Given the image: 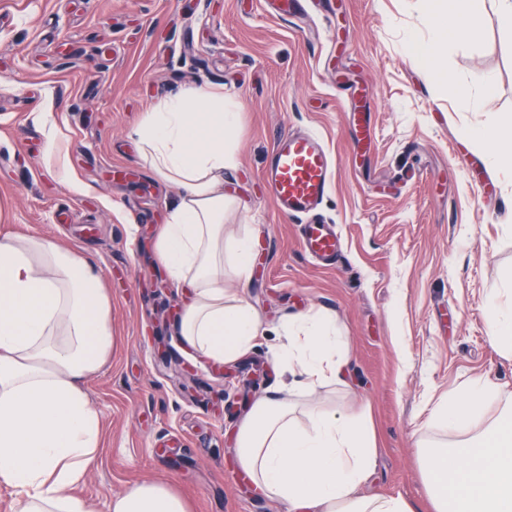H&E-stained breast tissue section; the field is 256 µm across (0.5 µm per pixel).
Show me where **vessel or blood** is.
Segmentation results:
<instances>
[{
	"mask_svg": "<svg viewBox=\"0 0 512 512\" xmlns=\"http://www.w3.org/2000/svg\"><path fill=\"white\" fill-rule=\"evenodd\" d=\"M332 157L313 132L296 130L279 137L267 160L263 179L282 215L301 219V246L315 262L329 265L341 254L331 225L315 220L314 211L328 193Z\"/></svg>",
	"mask_w": 512,
	"mask_h": 512,
	"instance_id": "vessel-or-blood-1",
	"label": "vessel or blood"
}]
</instances>
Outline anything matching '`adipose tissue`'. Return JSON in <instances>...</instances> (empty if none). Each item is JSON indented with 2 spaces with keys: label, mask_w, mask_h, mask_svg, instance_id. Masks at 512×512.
Segmentation results:
<instances>
[{
  "label": "adipose tissue",
  "mask_w": 512,
  "mask_h": 512,
  "mask_svg": "<svg viewBox=\"0 0 512 512\" xmlns=\"http://www.w3.org/2000/svg\"><path fill=\"white\" fill-rule=\"evenodd\" d=\"M484 11L485 0H433L432 37L414 52L429 62L448 41L465 44ZM238 123L223 93L193 90L146 113L134 132L143 164L182 189L156 240L170 278L192 290L180 333L219 363L249 351L262 327L249 303L224 287L225 260L243 279L252 261L250 238L224 233L234 205L224 170L236 163L224 141ZM111 346L110 304L84 258L36 235L0 241V483L20 490L19 512H91L76 489L99 448L100 416L84 380ZM275 363L311 386L342 382L348 358L335 321L296 317ZM500 395L476 379L434 415L463 431ZM418 454L432 512H512L511 414L477 437ZM375 456L373 438L354 420L312 404L301 421L273 394L256 400L237 432L239 467L293 512H415L399 496L359 494ZM110 512H186V505L169 486L146 482L113 498Z\"/></svg>",
  "instance_id": "1"
}]
</instances>
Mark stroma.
Wrapping results in <instances>:
<instances>
[{
    "instance_id": "stroma-1",
    "label": "stroma",
    "mask_w": 512,
    "mask_h": 512,
    "mask_svg": "<svg viewBox=\"0 0 512 512\" xmlns=\"http://www.w3.org/2000/svg\"><path fill=\"white\" fill-rule=\"evenodd\" d=\"M275 2L0 0V238L36 234L82 256L112 309L111 353L86 378L102 420L78 489L92 512L144 482L167 484L188 512H288L238 467L236 433L281 384L274 353L296 314H331L347 344L344 385L290 398L373 432L361 493L429 512L415 445L459 439L434 407L476 378L512 390V353L489 337L490 299L512 286V175L489 171V147L465 138L494 124L512 141V29L487 8L478 35L427 68L406 48L431 36L427 0H307L299 17ZM192 88L222 90L240 114L224 231L250 236L256 262L244 283L225 268L224 283L267 330L230 364L185 347L169 313L189 291L155 240L180 189L145 170L132 136ZM463 89L479 111L457 109ZM363 111L368 150L354 140ZM291 129L316 133L334 159L319 207L342 243L332 269L304 254L298 219L263 180Z\"/></svg>"
}]
</instances>
